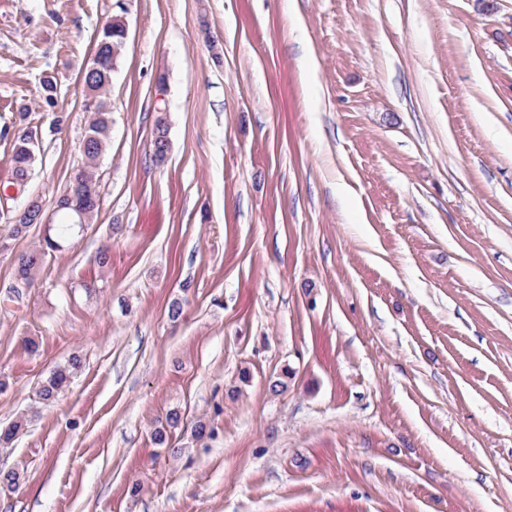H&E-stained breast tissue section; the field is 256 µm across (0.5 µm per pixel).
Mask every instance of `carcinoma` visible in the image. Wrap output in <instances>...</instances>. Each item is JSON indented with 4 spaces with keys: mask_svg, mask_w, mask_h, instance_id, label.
Wrapping results in <instances>:
<instances>
[{
    "mask_svg": "<svg viewBox=\"0 0 512 512\" xmlns=\"http://www.w3.org/2000/svg\"><path fill=\"white\" fill-rule=\"evenodd\" d=\"M126 48V36L124 29L119 22H108L102 25L98 30L95 39L94 55L110 61L111 58L121 59ZM112 82V72L105 69L94 78L89 87L97 92V98L101 105L107 104L108 91ZM83 110L88 112L91 120L86 134L94 136L92 145L82 152L83 161L78 167L75 178L82 186L84 205L82 212H77L75 203L69 201L67 196H62L59 200L60 210L63 211L65 222L61 224L60 234H65L74 228V223L80 221V217L90 219L98 210L100 201L99 183L96 175V166L102 153L106 150L109 141V113L98 108H91L83 105ZM153 153L158 161L163 160L169 150V125L166 117L160 115L157 117L153 131ZM12 175L14 181L24 180L28 177L33 162L29 160V144L21 137H16L11 156ZM40 204L38 201H32L28 204L27 210L29 216L27 220L13 225L9 239H14L28 231L32 224L36 223V216L39 212ZM61 247L57 239L48 237L45 244L31 251L19 254L15 259L16 276L23 279L31 277L32 272L39 268L47 255V252ZM80 359L72 357L69 365L54 370L43 381L39 388L38 396L42 403L48 404L64 390L70 382L72 371L77 369Z\"/></svg>",
    "mask_w": 512,
    "mask_h": 512,
    "instance_id": "1",
    "label": "carcinoma"
}]
</instances>
